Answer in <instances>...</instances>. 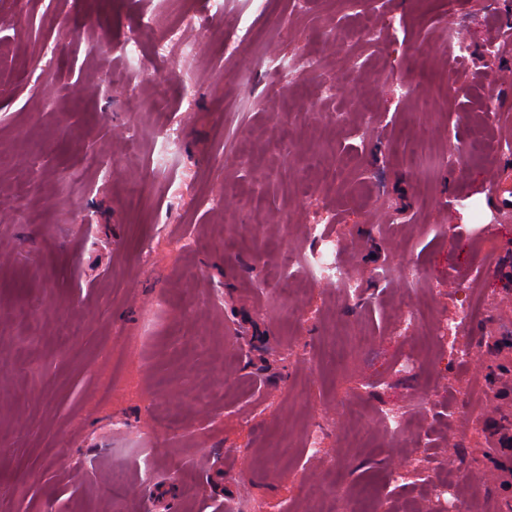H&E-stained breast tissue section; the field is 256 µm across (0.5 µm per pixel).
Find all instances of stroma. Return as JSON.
<instances>
[{"mask_svg":"<svg viewBox=\"0 0 512 512\" xmlns=\"http://www.w3.org/2000/svg\"><path fill=\"white\" fill-rule=\"evenodd\" d=\"M464 2L0 0V512H345L365 490L443 512L421 483L451 474L512 506L490 435L512 428V217L491 198L512 43L484 53L512 0ZM197 9L202 55L127 67L141 16ZM307 54L318 71L283 82L277 58ZM319 223L357 290L272 281ZM440 406L473 420L465 445L432 430Z\"/></svg>","mask_w":512,"mask_h":512,"instance_id":"obj_1","label":"stroma"}]
</instances>
